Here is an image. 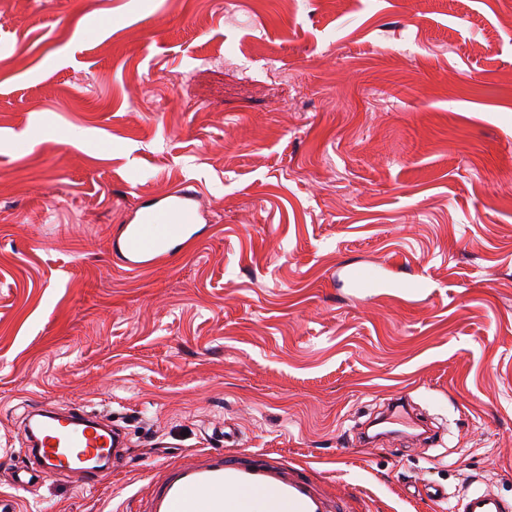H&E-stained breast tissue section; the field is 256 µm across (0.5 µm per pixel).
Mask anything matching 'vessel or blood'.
Returning a JSON list of instances; mask_svg holds the SVG:
<instances>
[{"label":"vessel or blood","instance_id":"vessel-or-blood-1","mask_svg":"<svg viewBox=\"0 0 512 512\" xmlns=\"http://www.w3.org/2000/svg\"><path fill=\"white\" fill-rule=\"evenodd\" d=\"M194 196L193 190L178 188L169 196L165 223L145 215L132 225L117 247L122 261L136 270L168 259L179 246L192 242L189 202ZM25 432L27 462L12 470L20 488L28 477L59 474L95 483L112 466L127 461L119 433L71 411L33 410ZM248 492L264 494L266 512H336L335 493L304 469L260 451L230 455L220 448L163 465L138 512H248ZM457 512H512V506L493 492L476 491L459 501Z\"/></svg>","mask_w":512,"mask_h":512}]
</instances>
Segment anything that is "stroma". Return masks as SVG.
<instances>
[{
    "mask_svg": "<svg viewBox=\"0 0 512 512\" xmlns=\"http://www.w3.org/2000/svg\"><path fill=\"white\" fill-rule=\"evenodd\" d=\"M182 185L195 244L120 264ZM45 407L128 464L0 469L17 512H130L213 448L352 512L512 503V0H0V461ZM455 510L458 512H510L512 506L491 491H476L459 501Z\"/></svg>",
    "mask_w": 512,
    "mask_h": 512,
    "instance_id": "1",
    "label": "stroma"
}]
</instances>
